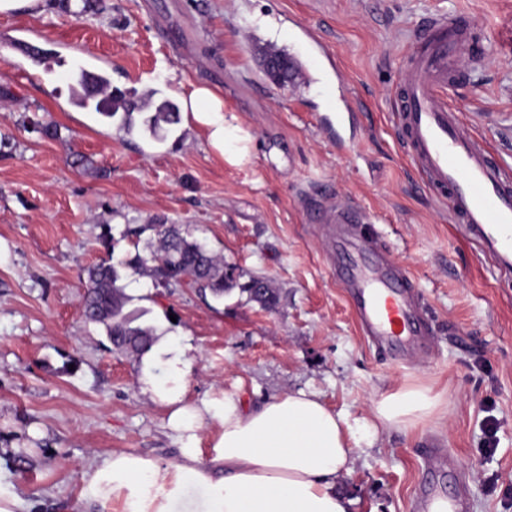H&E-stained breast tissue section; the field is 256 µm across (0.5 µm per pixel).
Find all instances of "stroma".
<instances>
[{
	"mask_svg": "<svg viewBox=\"0 0 512 512\" xmlns=\"http://www.w3.org/2000/svg\"><path fill=\"white\" fill-rule=\"evenodd\" d=\"M452 11L473 17L486 61L448 102L512 163V0H45L41 14L0 15V487L21 494L22 512H85L80 473L99 454L180 456L140 391L143 370L161 380L163 366L116 350L82 313L80 270L104 258L103 225L120 260L133 251L126 226L157 217L281 293L264 310L236 289L218 302L123 279L145 290L128 310L185 349L192 396L252 404L304 389L354 422L372 397L430 388L447 418L380 432L346 481L354 512H418L431 485L448 499L466 489L469 512H512V280L424 187L390 112L413 26ZM299 23L329 47L358 103L344 135L328 127V72L278 85L263 71L269 44L307 63L306 41L291 33ZM29 34L57 56L52 71L7 50ZM83 60L123 90L178 100L216 88L225 119L249 136L248 157L227 160L191 119L150 144L72 106ZM328 194L364 209L414 276L433 324L428 355L403 361L363 336L327 267L322 227L305 217ZM430 443L448 449L459 480L431 469Z\"/></svg>",
	"mask_w": 512,
	"mask_h": 512,
	"instance_id": "stroma-1",
	"label": "stroma"
}]
</instances>
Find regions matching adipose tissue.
<instances>
[{"label": "adipose tissue", "mask_w": 512, "mask_h": 512, "mask_svg": "<svg viewBox=\"0 0 512 512\" xmlns=\"http://www.w3.org/2000/svg\"><path fill=\"white\" fill-rule=\"evenodd\" d=\"M181 111L206 126L211 146L224 148L231 132L219 92L196 88L182 98ZM146 357L164 364L166 379L143 375L141 393L163 408L181 457L163 464L129 452L97 456L81 473L91 512H353L344 484L360 440L318 393L301 389L253 406L228 393L192 399L183 348L160 335ZM440 406L420 388L380 396L370 402L367 435L414 428ZM192 487L198 496L189 495Z\"/></svg>", "instance_id": "obj_1"}]
</instances>
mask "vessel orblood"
I'll return each mask as SVG.
<instances>
[{
  "label": "vessel or blood",
  "instance_id": "1",
  "mask_svg": "<svg viewBox=\"0 0 512 512\" xmlns=\"http://www.w3.org/2000/svg\"><path fill=\"white\" fill-rule=\"evenodd\" d=\"M474 30L470 16L458 12L436 13L417 24L401 57L392 112L400 144L426 187L493 267L511 276L512 165L493 156L448 103L449 90L481 48ZM314 220L331 227L328 263L362 333L385 352L410 355L423 348L427 325L411 275L391 261L360 207H330Z\"/></svg>",
  "mask_w": 512,
  "mask_h": 512
}]
</instances>
